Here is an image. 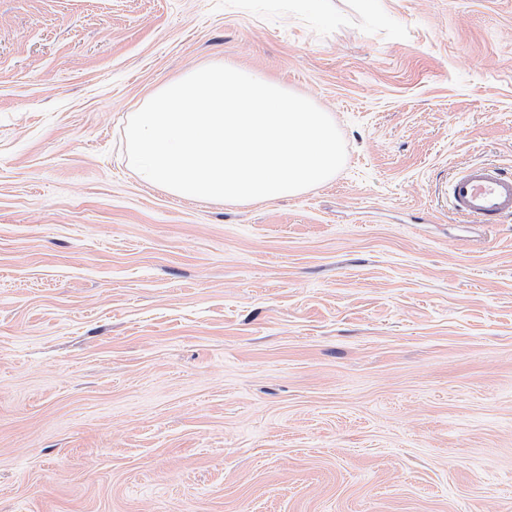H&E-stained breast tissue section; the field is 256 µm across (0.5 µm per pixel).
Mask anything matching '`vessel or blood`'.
Returning a JSON list of instances; mask_svg holds the SVG:
<instances>
[{"label":"vessel or blood","instance_id":"b4317fda","mask_svg":"<svg viewBox=\"0 0 512 512\" xmlns=\"http://www.w3.org/2000/svg\"><path fill=\"white\" fill-rule=\"evenodd\" d=\"M449 195L456 213L477 224L512 217V174L492 164H474L455 178Z\"/></svg>","mask_w":512,"mask_h":512}]
</instances>
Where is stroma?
Instances as JSON below:
<instances>
[{"mask_svg": "<svg viewBox=\"0 0 512 512\" xmlns=\"http://www.w3.org/2000/svg\"><path fill=\"white\" fill-rule=\"evenodd\" d=\"M227 63L327 183L185 200L132 112ZM512 0H0V512H512ZM449 195L456 213L476 224L512 217V174L493 164H474L455 178Z\"/></svg>", "mask_w": 512, "mask_h": 512, "instance_id": "35a3bbf8", "label": "stroma"}]
</instances>
